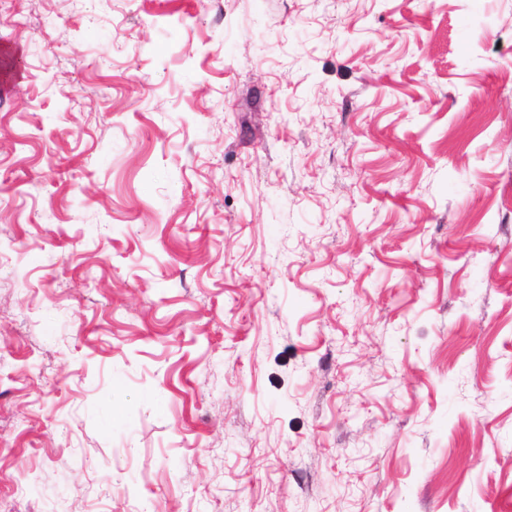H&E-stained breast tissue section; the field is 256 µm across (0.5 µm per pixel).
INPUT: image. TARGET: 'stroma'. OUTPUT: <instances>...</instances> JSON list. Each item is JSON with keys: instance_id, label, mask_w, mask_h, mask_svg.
Instances as JSON below:
<instances>
[{"instance_id": "35a3bbf8", "label": "stroma", "mask_w": 512, "mask_h": 512, "mask_svg": "<svg viewBox=\"0 0 512 512\" xmlns=\"http://www.w3.org/2000/svg\"><path fill=\"white\" fill-rule=\"evenodd\" d=\"M0 512H512V0H0Z\"/></svg>"}]
</instances>
